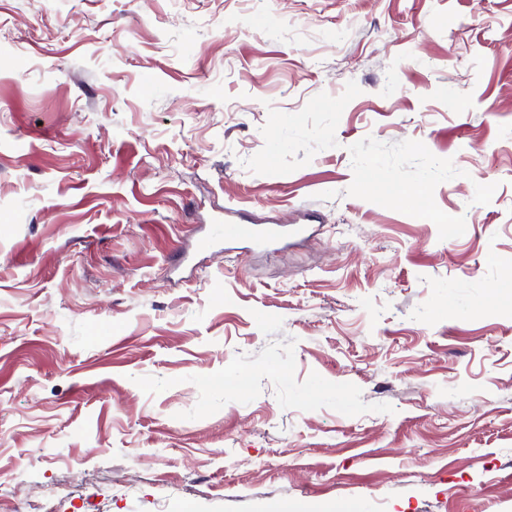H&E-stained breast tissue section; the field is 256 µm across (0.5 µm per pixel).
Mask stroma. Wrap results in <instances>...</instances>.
<instances>
[{
  "mask_svg": "<svg viewBox=\"0 0 512 512\" xmlns=\"http://www.w3.org/2000/svg\"><path fill=\"white\" fill-rule=\"evenodd\" d=\"M283 503L512 512V0H0V512ZM287 227H271L262 230L257 224H223L217 223L212 225V235L210 238L203 239L199 242L201 249H206L211 244L220 239H233L244 243H253L261 240H271L280 236H287Z\"/></svg>",
  "mask_w": 512,
  "mask_h": 512,
  "instance_id": "obj_1",
  "label": "stroma"
}]
</instances>
